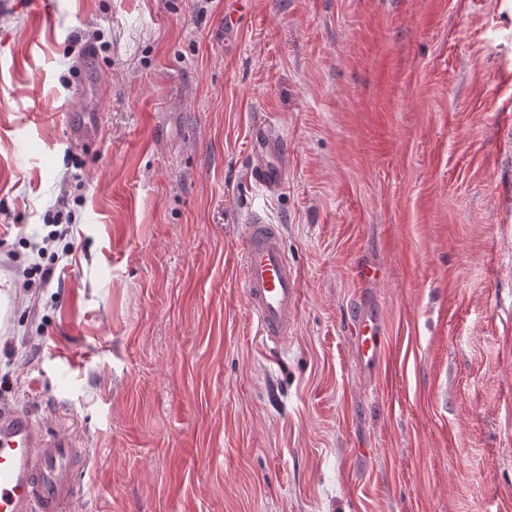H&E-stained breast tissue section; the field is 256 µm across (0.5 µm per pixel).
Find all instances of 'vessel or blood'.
<instances>
[{
    "mask_svg": "<svg viewBox=\"0 0 512 512\" xmlns=\"http://www.w3.org/2000/svg\"><path fill=\"white\" fill-rule=\"evenodd\" d=\"M256 181L270 190L283 180L280 141L264 124L251 129ZM244 288L249 310L269 341L287 336L299 298V281L281 242L279 225L253 215L242 248ZM357 352L364 365H376L382 336L378 320L359 316L353 323ZM88 451L71 437L36 424L29 412L0 404V512H78L77 475Z\"/></svg>",
    "mask_w": 512,
    "mask_h": 512,
    "instance_id": "b4317fda",
    "label": "vessel or blood"
}]
</instances>
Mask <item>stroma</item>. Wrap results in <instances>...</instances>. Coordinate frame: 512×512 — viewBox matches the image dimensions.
Masks as SVG:
<instances>
[{
  "mask_svg": "<svg viewBox=\"0 0 512 512\" xmlns=\"http://www.w3.org/2000/svg\"><path fill=\"white\" fill-rule=\"evenodd\" d=\"M33 2L0 0V398L88 448L80 512H512V0ZM256 213L300 285L274 344ZM250 140L255 157V165L252 169L254 179L269 190L278 189L283 180L279 163L282 154L280 141L273 137L269 128L262 123L252 127ZM242 264L250 313L261 336L278 342L292 328L300 292L278 224L253 215L242 248ZM360 360L366 366H375L381 356L382 336L378 320L360 315L353 323L352 332Z\"/></svg>",
  "mask_w": 512,
  "mask_h": 512,
  "instance_id": "1",
  "label": "stroma"
}]
</instances>
